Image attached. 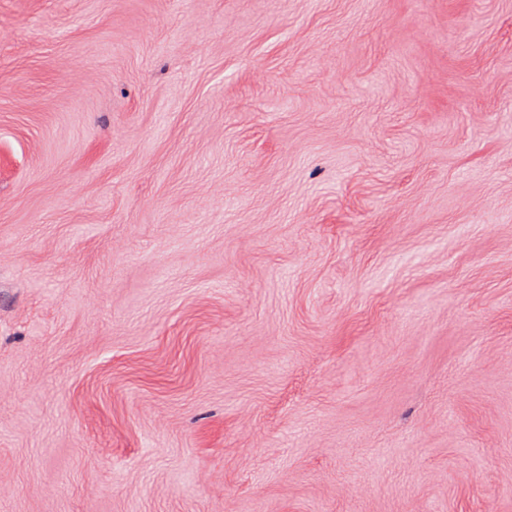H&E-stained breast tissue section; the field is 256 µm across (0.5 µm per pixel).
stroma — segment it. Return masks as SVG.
<instances>
[{"label":"stroma","mask_w":512,"mask_h":512,"mask_svg":"<svg viewBox=\"0 0 512 512\" xmlns=\"http://www.w3.org/2000/svg\"><path fill=\"white\" fill-rule=\"evenodd\" d=\"M0 512H512V0H0Z\"/></svg>","instance_id":"35a3bbf8"}]
</instances>
